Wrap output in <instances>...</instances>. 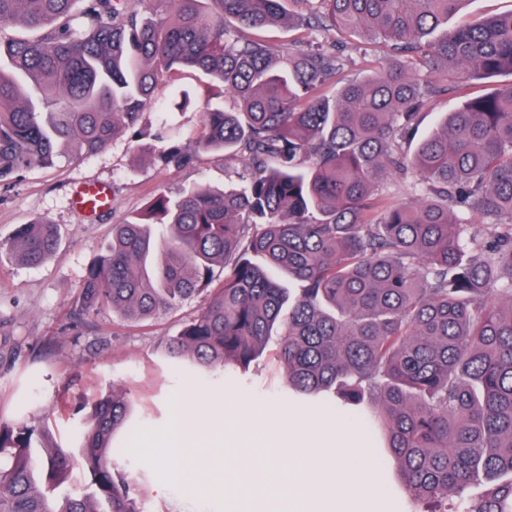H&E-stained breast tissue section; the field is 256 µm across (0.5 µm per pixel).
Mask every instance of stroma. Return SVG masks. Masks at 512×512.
Listing matches in <instances>:
<instances>
[{"label":"stroma","instance_id":"35a3bbf8","mask_svg":"<svg viewBox=\"0 0 512 512\" xmlns=\"http://www.w3.org/2000/svg\"><path fill=\"white\" fill-rule=\"evenodd\" d=\"M242 158L201 155L193 167L163 168L136 161L133 142L120 136L102 151L63 156L54 165L32 166L16 179L0 182V329L10 353L0 358V421L43 422L54 443L68 447L82 417L112 388L124 392L132 413L114 440L112 457L137 479L148 512H226L239 493L224 471L239 455L233 409L250 403L263 442L281 444L274 422L297 412L302 424L330 421L322 436L332 444L349 420L331 419L326 410L286 397L285 372L273 352H265L247 374L231 371L199 377L164 354L167 337L197 314L204 295L177 310L144 323H130L103 311L77 320L75 300L83 277L105 250L113 224L146 208L159 192L183 187H224L243 180ZM111 186L112 208L86 220L71 202L75 184ZM38 220L56 224L61 241L55 254L37 267L19 264L7 244L18 225ZM190 403L200 431L187 460L161 463V444L174 408Z\"/></svg>","mask_w":512,"mask_h":512}]
</instances>
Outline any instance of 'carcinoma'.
Masks as SVG:
<instances>
[{"label":"carcinoma","mask_w":512,"mask_h":512,"mask_svg":"<svg viewBox=\"0 0 512 512\" xmlns=\"http://www.w3.org/2000/svg\"><path fill=\"white\" fill-rule=\"evenodd\" d=\"M284 2L0 0V182L138 138L159 86L188 108L178 77L201 73L200 133L170 141L160 117L135 150L173 169L240 154L250 176L161 192L112 225L79 313L145 322L204 293L171 359L245 372L274 339L289 390L357 409L368 444L384 439L410 512H512V83L470 93L512 75V12L448 30L464 0H299L304 34L275 44ZM18 25L27 35L5 36ZM332 27L391 55L351 78ZM450 90L463 104L415 140ZM58 244L41 221L8 250L38 266ZM129 413L116 389L98 399L75 453L39 423L1 421L0 512H145L111 456Z\"/></svg>","instance_id":"obj_1"}]
</instances>
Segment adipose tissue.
<instances>
[{"instance_id":"obj_1","label":"adipose tissue","mask_w":512,"mask_h":512,"mask_svg":"<svg viewBox=\"0 0 512 512\" xmlns=\"http://www.w3.org/2000/svg\"><path fill=\"white\" fill-rule=\"evenodd\" d=\"M296 414L282 416L277 423L288 442L280 454L249 452L244 469L256 468L263 478L247 486L249 496L285 499L293 502L294 512H319L332 503L334 512H355L363 500L378 494L369 478L372 451L353 430L337 432L334 446L321 442L326 423L319 422L298 430ZM289 457L293 464L291 478L281 475V459Z\"/></svg>"}]
</instances>
